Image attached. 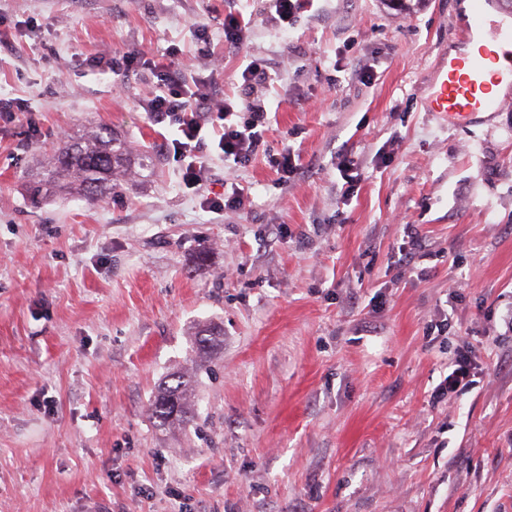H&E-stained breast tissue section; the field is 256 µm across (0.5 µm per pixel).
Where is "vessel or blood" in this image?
<instances>
[{
  "label": "vessel or blood",
  "mask_w": 512,
  "mask_h": 512,
  "mask_svg": "<svg viewBox=\"0 0 512 512\" xmlns=\"http://www.w3.org/2000/svg\"><path fill=\"white\" fill-rule=\"evenodd\" d=\"M470 52L442 62L427 82L425 106L452 122L471 126L495 117L512 89V18L499 15L498 0H470V20L461 31Z\"/></svg>",
  "instance_id": "vessel-or-blood-1"
}]
</instances>
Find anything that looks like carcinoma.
I'll return each mask as SVG.
<instances>
[{"mask_svg": "<svg viewBox=\"0 0 512 512\" xmlns=\"http://www.w3.org/2000/svg\"><path fill=\"white\" fill-rule=\"evenodd\" d=\"M152 168L151 155H132L125 142L102 128L74 141L63 137L46 166L29 182L27 193L34 205L40 204L49 191L62 196L101 198L121 188L128 175L140 176ZM195 335L198 350L203 351L222 335V329L208 325ZM192 391L191 381L172 375V384L161 387L150 405L152 416L162 424L188 420Z\"/></svg>", "mask_w": 512, "mask_h": 512, "instance_id": "carcinoma-1", "label": "carcinoma"}]
</instances>
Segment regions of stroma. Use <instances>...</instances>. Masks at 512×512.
Here are the masks:
<instances>
[{
  "label": "stroma",
  "instance_id": "obj_1",
  "mask_svg": "<svg viewBox=\"0 0 512 512\" xmlns=\"http://www.w3.org/2000/svg\"><path fill=\"white\" fill-rule=\"evenodd\" d=\"M464 2L308 0L283 22L271 0H0V512H512V101L467 128L424 107ZM167 51L215 104L248 61L277 73L268 153L210 150L201 191L142 107L153 70L107 67ZM99 126L153 173L32 205L59 138ZM229 175L250 206L207 211ZM414 230L426 256L399 267ZM465 347L469 386L434 400ZM176 371L195 406L167 427L149 403Z\"/></svg>",
  "mask_w": 512,
  "mask_h": 512
}]
</instances>
